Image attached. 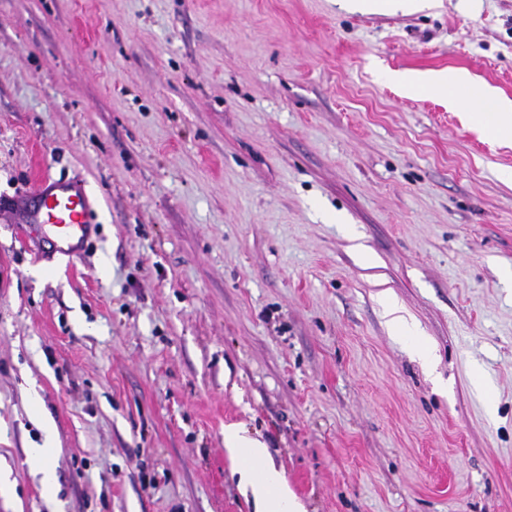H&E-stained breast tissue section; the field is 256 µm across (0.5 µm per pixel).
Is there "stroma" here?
I'll return each mask as SVG.
<instances>
[{"label": "stroma", "mask_w": 512, "mask_h": 512, "mask_svg": "<svg viewBox=\"0 0 512 512\" xmlns=\"http://www.w3.org/2000/svg\"><path fill=\"white\" fill-rule=\"evenodd\" d=\"M431 2L0 0V512H255L230 425L307 512H512V143L382 77L512 100V0ZM392 79L399 80L401 82H419L425 85L429 91L435 94H448L452 95L454 100L463 98L469 92V88L466 84L460 82L452 75L448 74V77L443 74H433L420 76L417 79H411L407 76L395 75ZM12 210L19 211L24 224L47 226L57 250L67 256H78L90 235L93 201L78 181L53 180L44 173L32 198L27 197L20 207L12 205ZM39 428L42 437L41 444L34 448L33 458L41 473L43 487L48 491H53L57 486L56 475L46 460L55 448V429L53 424L45 418L40 419Z\"/></svg>", "instance_id": "35a3bbf8"}]
</instances>
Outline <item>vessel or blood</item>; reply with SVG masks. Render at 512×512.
<instances>
[{
  "label": "vessel or blood",
  "mask_w": 512,
  "mask_h": 512,
  "mask_svg": "<svg viewBox=\"0 0 512 512\" xmlns=\"http://www.w3.org/2000/svg\"><path fill=\"white\" fill-rule=\"evenodd\" d=\"M92 210L93 201L80 182L44 174L19 214L24 223L48 227L57 250L75 257L90 235Z\"/></svg>",
  "instance_id": "obj_1"
}]
</instances>
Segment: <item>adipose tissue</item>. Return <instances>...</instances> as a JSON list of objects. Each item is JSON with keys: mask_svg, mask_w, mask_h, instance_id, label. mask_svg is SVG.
Returning a JSON list of instances; mask_svg holds the SVG:
<instances>
[{"mask_svg": "<svg viewBox=\"0 0 512 512\" xmlns=\"http://www.w3.org/2000/svg\"><path fill=\"white\" fill-rule=\"evenodd\" d=\"M481 98L483 103L477 108L476 120L485 134L492 139L512 138V103L495 99L488 91ZM224 443L239 460L240 482L250 491L257 512H306L304 505L286 489L281 472L268 463L265 442L230 426L224 432Z\"/></svg>", "mask_w": 512, "mask_h": 512, "instance_id": "1", "label": "adipose tissue"}]
</instances>
